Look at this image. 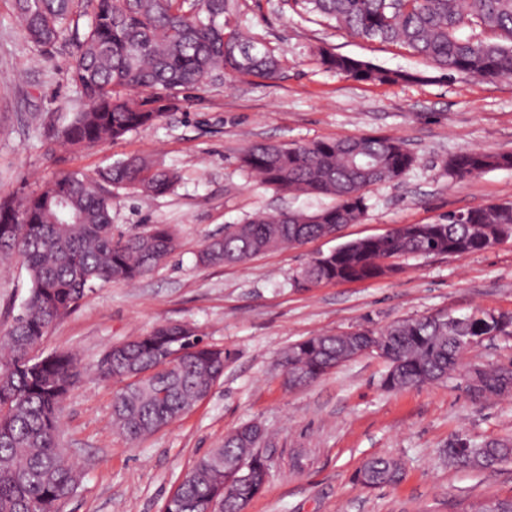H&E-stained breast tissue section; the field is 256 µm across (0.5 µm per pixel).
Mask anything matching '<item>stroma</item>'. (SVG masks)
I'll return each mask as SVG.
<instances>
[{
    "label": "stroma",
    "instance_id": "obj_1",
    "mask_svg": "<svg viewBox=\"0 0 512 512\" xmlns=\"http://www.w3.org/2000/svg\"><path fill=\"white\" fill-rule=\"evenodd\" d=\"M230 22L280 57L276 79L227 77L176 92L154 125L67 151L51 130L84 104L68 77L69 50L34 46L15 0H0V197L34 190L62 171L92 175L136 154L180 175L164 196L112 193L114 234L151 224L174 228L177 248L168 261L139 280L94 289L42 343L44 352L72 353L81 370L64 401L60 445L83 479L59 512H163L196 459L249 422L268 434L260 450L271 469L244 512H462L485 498H512V463L477 472L440 457L460 438L512 439V398H473L458 376L388 390V365L373 355L296 389L284 384L281 367L289 346L324 333L380 330L439 311L512 316V239L467 257H402L387 278L293 285L309 260L345 242L512 202V168L461 181L446 170L448 158L464 149L512 152V76L444 75L402 46L359 38L307 14L301 0H238ZM323 48L412 78L379 83L334 73L320 62ZM366 135L401 138L418 162L402 181L367 189L359 222L336 237L243 264H197L201 245L225 225L332 203L325 195L281 194L242 171L237 157L244 147ZM29 287L20 264L0 270V335ZM167 322L189 325L224 348V375L190 410L132 441L112 424L117 385L98 377L97 363L110 346ZM376 455L402 462L399 485L358 482V470Z\"/></svg>",
    "mask_w": 512,
    "mask_h": 512
}]
</instances>
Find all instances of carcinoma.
<instances>
[{"mask_svg":"<svg viewBox=\"0 0 512 512\" xmlns=\"http://www.w3.org/2000/svg\"><path fill=\"white\" fill-rule=\"evenodd\" d=\"M310 13L366 40L395 43L442 71L486 79L512 75V0H303ZM234 0H16L28 39L49 48L72 47L70 78L86 99L72 120L53 136L67 148H92L118 141L153 125L173 92L200 89L224 75L273 80L278 58L226 16ZM87 19L79 31L75 18ZM472 23L506 35L504 42L463 39ZM322 65L358 80L394 83L408 73L377 68L330 51ZM417 164L405 143L392 136L258 143L239 156L240 168L284 193L322 194L335 204L313 212L254 215L224 225L197 254L201 265L243 264L269 250L299 246L354 224L367 209L363 191L399 181ZM512 167V154L462 151L448 160V175L459 180ZM178 172L130 156L94 175L62 172L18 198L0 199V263L19 258L31 287L23 311L0 337V512H58L79 487V473L59 444L63 403L80 371L68 352L34 355L52 327L99 285L127 283L164 264L176 249L169 224H152L128 236L112 234V188L163 196L178 184ZM409 234L398 227L377 241L357 239L338 256L312 259L294 286L361 282L381 275L380 262L406 256L486 251L501 234L512 233V203L454 212L436 224H418ZM512 335V317L474 315L458 323L449 314L368 328L360 339L377 344L389 358L383 386L419 388L455 374L468 350V336ZM345 334L312 336L288 348L282 364L308 385L326 369L351 359ZM100 378L120 384L112 402L113 424L137 440L176 419L209 394L224 375V350L188 327L160 324L152 331L109 347L97 365ZM512 367L486 374L478 397H505ZM244 424L198 458L168 499L169 512H243L262 493L270 469L259 451L265 433ZM460 469L491 470L512 456V440L463 443L444 451ZM245 459L252 479L228 483V472ZM404 467L374 457L360 468L366 487L399 484Z\"/></svg>","mask_w":512,"mask_h":512,"instance_id":"carcinoma-1","label":"carcinoma"}]
</instances>
